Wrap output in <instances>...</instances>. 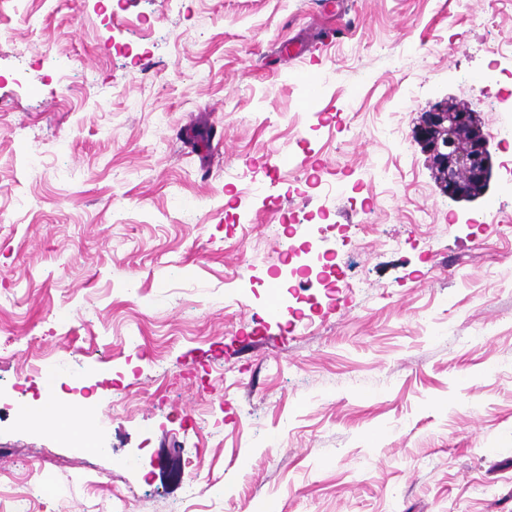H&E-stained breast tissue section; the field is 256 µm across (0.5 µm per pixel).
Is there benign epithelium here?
I'll return each instance as SVG.
<instances>
[{
	"label": "benign epithelium",
	"mask_w": 512,
	"mask_h": 512,
	"mask_svg": "<svg viewBox=\"0 0 512 512\" xmlns=\"http://www.w3.org/2000/svg\"><path fill=\"white\" fill-rule=\"evenodd\" d=\"M472 113L467 110L448 112L435 106L424 113L415 131L416 139L442 162L443 191L451 198L466 195L465 183L490 184L493 176L488 143L474 138L465 147L458 146L454 131L468 126Z\"/></svg>",
	"instance_id": "obj_1"
}]
</instances>
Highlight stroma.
I'll return each mask as SVG.
<instances>
[{
	"mask_svg": "<svg viewBox=\"0 0 512 512\" xmlns=\"http://www.w3.org/2000/svg\"><path fill=\"white\" fill-rule=\"evenodd\" d=\"M452 103L489 139L474 201L413 136ZM504 122L512 0H0V490L512 512ZM75 371L93 448L15 415Z\"/></svg>",
	"mask_w": 512,
	"mask_h": 512,
	"instance_id": "stroma-1",
	"label": "stroma"
}]
</instances>
